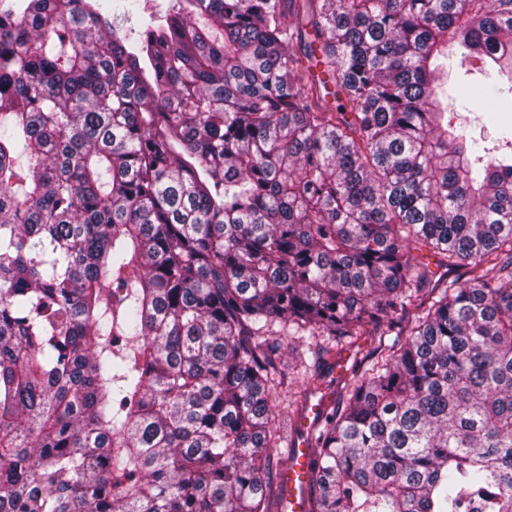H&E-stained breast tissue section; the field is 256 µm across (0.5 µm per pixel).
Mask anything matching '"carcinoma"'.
<instances>
[{"label":"carcinoma","instance_id":"carcinoma-1","mask_svg":"<svg viewBox=\"0 0 512 512\" xmlns=\"http://www.w3.org/2000/svg\"><path fill=\"white\" fill-rule=\"evenodd\" d=\"M127 21L0 10V512H281L286 337L305 394L355 350L308 512H512V138L444 88L512 86V0ZM468 68L472 67L469 60H463L461 50L448 47V115L453 112V124L469 135L479 138L481 132L495 138L498 121L507 117L512 126V92H507L508 84L494 75L486 78L475 70L467 75ZM492 85L505 90L489 92Z\"/></svg>","mask_w":512,"mask_h":512}]
</instances>
